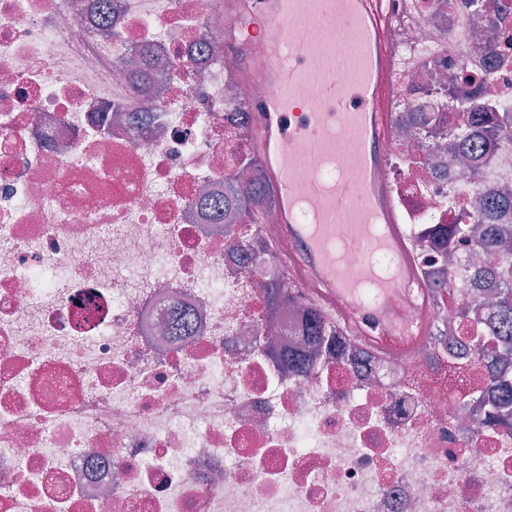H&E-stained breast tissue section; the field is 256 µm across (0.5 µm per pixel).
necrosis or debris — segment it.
I'll return each instance as SVG.
<instances>
[{"mask_svg":"<svg viewBox=\"0 0 512 512\" xmlns=\"http://www.w3.org/2000/svg\"><path fill=\"white\" fill-rule=\"evenodd\" d=\"M437 2H393L388 180L443 329L380 355L348 309L292 372L313 306L266 300L275 212L238 249L212 221L225 175L260 164L224 0H112L107 29L100 0H0V512H512V427L449 350L475 250L442 257L512 187V146L437 171L434 123L401 128L455 92L512 112V0Z\"/></svg>","mask_w":512,"mask_h":512,"instance_id":"1","label":"necrosis or debris"}]
</instances>
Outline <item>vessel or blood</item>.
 Instances as JSON below:
<instances>
[{"instance_id": "1", "label": "vessel or blood", "mask_w": 512, "mask_h": 512, "mask_svg": "<svg viewBox=\"0 0 512 512\" xmlns=\"http://www.w3.org/2000/svg\"><path fill=\"white\" fill-rule=\"evenodd\" d=\"M327 29L304 36L298 19ZM392 0H224L228 62L254 71L243 105L252 113L251 146L277 198V234L287 238L295 283L310 282L314 306L328 315L357 310L362 338L385 354L411 355L426 334L397 309L425 300L386 177L395 92V49L388 38ZM317 85L321 111L302 97ZM333 162L340 178L302 179L310 153ZM361 246L373 265L371 298L330 257Z\"/></svg>"}]
</instances>
